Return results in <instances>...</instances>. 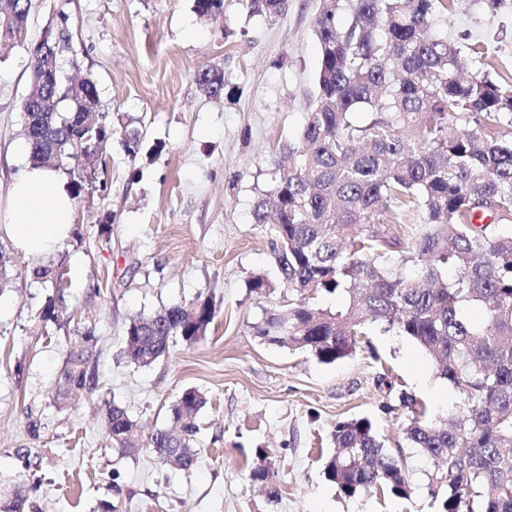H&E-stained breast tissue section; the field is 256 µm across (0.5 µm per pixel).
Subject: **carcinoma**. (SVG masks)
Returning <instances> with one entry per match:
<instances>
[{
	"label": "carcinoma",
	"instance_id": "carcinoma-1",
	"mask_svg": "<svg viewBox=\"0 0 512 512\" xmlns=\"http://www.w3.org/2000/svg\"><path fill=\"white\" fill-rule=\"evenodd\" d=\"M275 16L287 0H249ZM478 0H321L313 31L321 49L318 93L301 133L288 147L294 169L253 204L255 224L270 226L277 280L257 274L251 291H288V305L252 325L261 341L305 351L323 364L355 353L368 322L418 344L438 376L459 394L448 419L434 420L403 391L405 440L430 463L427 491L438 512H512V81L485 72L466 79L471 55L430 34L438 14ZM224 0H194L201 18ZM207 96L224 93V72L195 76ZM49 111L35 112L34 135L54 128L57 154L28 141L29 163L55 168L78 161L83 144L73 98L99 99L83 81L77 94L55 84ZM417 213L413 224L404 211ZM491 222H483L484 217ZM33 275L56 295L41 320L58 321L63 278L49 266ZM339 294L342 305L319 299ZM217 314L213 298L172 305L130 320L124 354L139 367L166 356L174 338L195 344ZM96 336L71 348L54 392L99 389ZM205 394L185 389L170 408L172 436L141 433L136 420L105 402L108 435L123 452L162 448L190 470L197 459ZM325 478L346 497L373 489L404 497L410 484L401 459L384 449L367 418L336 422ZM250 468L255 483H274L268 453Z\"/></svg>",
	"mask_w": 512,
	"mask_h": 512
}]
</instances>
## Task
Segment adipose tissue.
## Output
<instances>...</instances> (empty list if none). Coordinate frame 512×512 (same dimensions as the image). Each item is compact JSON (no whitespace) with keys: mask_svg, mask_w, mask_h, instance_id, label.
<instances>
[{"mask_svg":"<svg viewBox=\"0 0 512 512\" xmlns=\"http://www.w3.org/2000/svg\"><path fill=\"white\" fill-rule=\"evenodd\" d=\"M73 198L52 168H31L11 188V221L0 229L31 256L51 252L68 237Z\"/></svg>","mask_w":512,"mask_h":512,"instance_id":"adipose-tissue-1","label":"adipose tissue"}]
</instances>
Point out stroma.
Returning a JSON list of instances; mask_svg holds the SVG:
<instances>
[{
  "instance_id": "obj_1",
  "label": "stroma",
  "mask_w": 512,
  "mask_h": 512,
  "mask_svg": "<svg viewBox=\"0 0 512 512\" xmlns=\"http://www.w3.org/2000/svg\"><path fill=\"white\" fill-rule=\"evenodd\" d=\"M507 3L436 16L431 30L488 47L472 73L510 79ZM319 9L320 0H288L269 17L247 0H224L221 16L203 20L193 0H33L24 40L0 51V227L9 188L29 166L20 104L49 23L67 19L63 78L93 79L105 122L140 135L133 155L121 136L108 142L106 169L84 178L70 235L54 253L27 255L0 230V512L17 498L23 512H437L427 463L404 446L396 404L405 391L444 416L458 393L414 342L371 324L365 346L322 364L251 331L284 303L283 291L249 288L255 274L277 275L272 237L251 212L278 182L279 149L297 142L316 95ZM209 67L224 71L222 99L195 83ZM42 265L65 278L54 323L39 317L54 293L32 275ZM200 294L217 303L204 340L176 341L149 367L128 362L130 319ZM89 331L98 338L99 392L58 407L52 392L66 352ZM189 387L207 398L194 468H170L146 449L118 454L105 401L150 432L169 425L170 406ZM361 417L387 448H402L408 497H347L325 479L333 426ZM32 419L41 424L36 437ZM260 448L275 464V500L249 477Z\"/></svg>"
}]
</instances>
